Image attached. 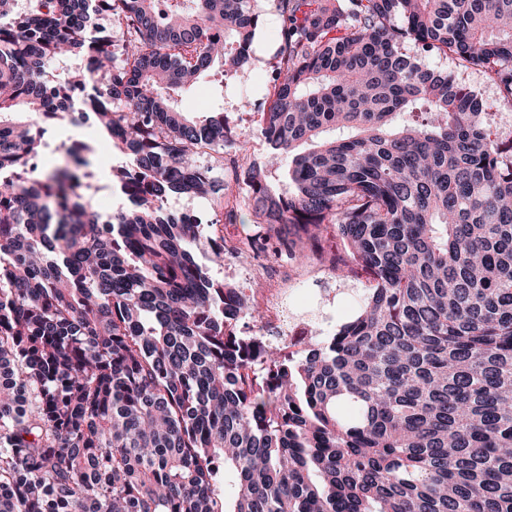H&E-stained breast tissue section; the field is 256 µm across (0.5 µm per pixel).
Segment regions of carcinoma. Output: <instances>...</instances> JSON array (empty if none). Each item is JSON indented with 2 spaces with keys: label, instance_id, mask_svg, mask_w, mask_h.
I'll list each match as a JSON object with an SVG mask.
<instances>
[{
  "label": "carcinoma",
  "instance_id": "carcinoma-1",
  "mask_svg": "<svg viewBox=\"0 0 512 512\" xmlns=\"http://www.w3.org/2000/svg\"><path fill=\"white\" fill-rule=\"evenodd\" d=\"M193 2L0 0V512H512V142L420 59L512 104V0H274L276 167L231 185L198 172L224 112L183 102L260 12ZM69 102L122 157L108 215L89 145L30 170L15 114ZM172 195L247 208L239 263L328 259L355 309L292 352L240 335L265 313ZM421 60L430 68L444 73L447 72L448 76L454 77L459 82L480 93L492 105V108L488 111L492 112L489 116L492 130L505 142L512 139V119H510L512 108L508 104L497 101L494 85L481 72L477 70L461 71L452 60L441 56H422Z\"/></svg>",
  "mask_w": 512,
  "mask_h": 512
}]
</instances>
